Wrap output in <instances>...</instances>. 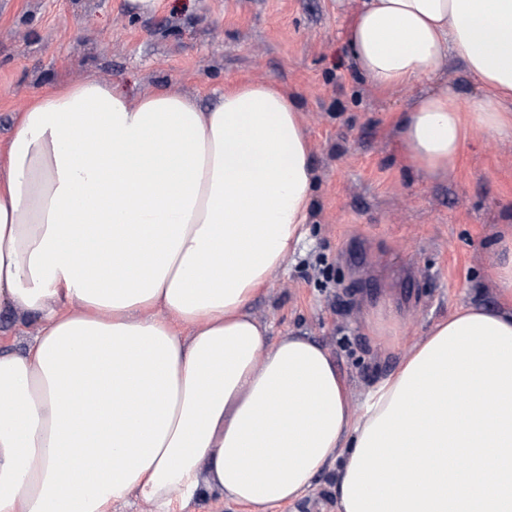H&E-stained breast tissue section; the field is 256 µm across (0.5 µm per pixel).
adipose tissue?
Wrapping results in <instances>:
<instances>
[{
    "label": "adipose tissue",
    "instance_id": "obj_1",
    "mask_svg": "<svg viewBox=\"0 0 512 512\" xmlns=\"http://www.w3.org/2000/svg\"><path fill=\"white\" fill-rule=\"evenodd\" d=\"M344 40L422 176L512 139V0H363ZM484 88L461 98L448 57ZM433 87L416 92L418 82ZM311 147L278 85L210 108L52 83L0 153V307L38 317L0 351V512H157L215 490L253 512L332 465L340 512H512V265L503 307L434 324L358 405L331 355L249 310L304 238Z\"/></svg>",
    "mask_w": 512,
    "mask_h": 512
}]
</instances>
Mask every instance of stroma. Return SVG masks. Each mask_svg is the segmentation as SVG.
<instances>
[{
  "instance_id": "1",
  "label": "stroma",
  "mask_w": 512,
  "mask_h": 512,
  "mask_svg": "<svg viewBox=\"0 0 512 512\" xmlns=\"http://www.w3.org/2000/svg\"><path fill=\"white\" fill-rule=\"evenodd\" d=\"M361 0H0V150L50 82L92 77L137 97L167 86L215 101L230 79L272 82L308 126L315 176L307 240L252 303L272 337L321 344L351 401L460 306L501 301L512 259V140L468 143L454 175L403 160L397 113L354 70L341 39ZM35 318L0 311V350ZM337 468L271 512H338Z\"/></svg>"
}]
</instances>
